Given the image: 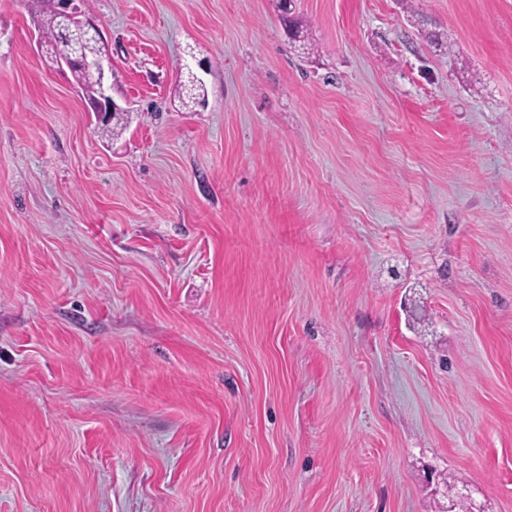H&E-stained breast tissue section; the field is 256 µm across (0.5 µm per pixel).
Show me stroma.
Returning a JSON list of instances; mask_svg holds the SVG:
<instances>
[{
	"mask_svg": "<svg viewBox=\"0 0 512 512\" xmlns=\"http://www.w3.org/2000/svg\"><path fill=\"white\" fill-rule=\"evenodd\" d=\"M88 6L109 142L0 0V512H512V0Z\"/></svg>",
	"mask_w": 512,
	"mask_h": 512,
	"instance_id": "obj_1",
	"label": "stroma"
}]
</instances>
